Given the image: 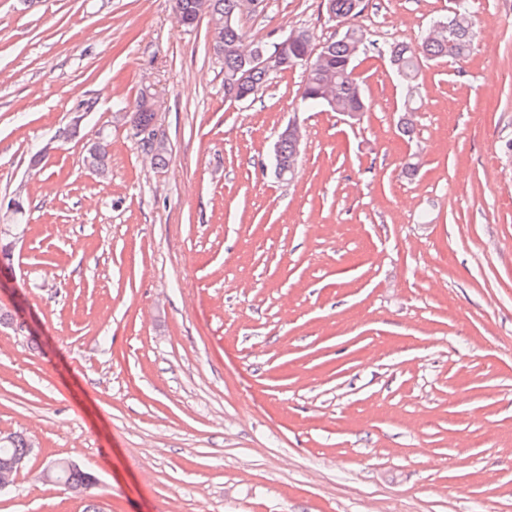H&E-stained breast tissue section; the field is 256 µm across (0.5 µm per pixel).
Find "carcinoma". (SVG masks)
Returning a JSON list of instances; mask_svg holds the SVG:
<instances>
[{
	"instance_id": "1",
	"label": "carcinoma",
	"mask_w": 512,
	"mask_h": 512,
	"mask_svg": "<svg viewBox=\"0 0 512 512\" xmlns=\"http://www.w3.org/2000/svg\"><path fill=\"white\" fill-rule=\"evenodd\" d=\"M264 0H174L176 17L186 27L196 26L198 15L209 13L223 22L221 38L213 43L214 53L224 65V96L227 98L254 96L266 85L270 74L254 70L245 64L242 51L244 34L237 25V18L244 13H255L263 9ZM364 9L363 0H326V10L336 16L337 22L345 24V30L338 38L326 42V47L306 68L301 100L309 107H326L333 112L362 113L367 111L368 102L358 77L353 75L354 63L361 56L384 53L389 61L397 62L396 71L401 83L411 94L417 86L420 64L425 60L450 59L461 61L471 51L477 36L475 21L470 14L466 0L458 3V15L445 19L447 26L432 27L412 46L392 44L384 49L369 39L367 31L357 23ZM300 38L288 45L281 70L295 67L298 59L313 49L312 38L305 31H299ZM280 163L284 167H296L294 142L279 137L276 142ZM107 156V144L93 143L88 149L87 160L101 169ZM31 455L28 441L14 433L0 438V476L13 471L15 462L28 459ZM59 481L77 494L88 495L96 488L95 477L80 467H62L58 472Z\"/></svg>"
}]
</instances>
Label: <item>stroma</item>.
I'll list each match as a JSON object with an SVG mask.
<instances>
[{
  "instance_id": "35a3bbf8",
  "label": "stroma",
  "mask_w": 512,
  "mask_h": 512,
  "mask_svg": "<svg viewBox=\"0 0 512 512\" xmlns=\"http://www.w3.org/2000/svg\"><path fill=\"white\" fill-rule=\"evenodd\" d=\"M469 3L468 58L422 62L411 98L358 59L347 121L302 105L300 66L226 98L172 0H0V436L34 446L0 512H83L55 458L99 512H512V15ZM454 6L358 22L414 45ZM237 23L339 35L324 0ZM145 89L163 165L115 108ZM284 136L285 137H283L282 132L276 142L280 163L286 168H288V166L296 168L299 157H295V146L297 150L300 146V135L297 125L289 124L285 130ZM286 137H290L291 139H287ZM292 139L295 142V146ZM58 478L61 483L67 485L75 493L86 496L97 485L95 477L78 466L74 468L60 467Z\"/></svg>"
}]
</instances>
